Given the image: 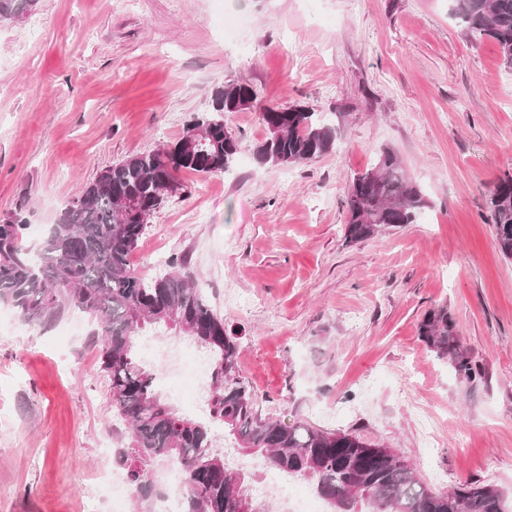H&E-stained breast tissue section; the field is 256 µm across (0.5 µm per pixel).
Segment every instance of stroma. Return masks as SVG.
<instances>
[{
  "label": "stroma",
  "mask_w": 512,
  "mask_h": 512,
  "mask_svg": "<svg viewBox=\"0 0 512 512\" xmlns=\"http://www.w3.org/2000/svg\"><path fill=\"white\" fill-rule=\"evenodd\" d=\"M38 0L0 23V218L24 210L38 242L103 169L178 139L224 83L256 99L225 121L243 139L232 174L178 175L131 256H186L239 342L263 416L304 420L394 449L431 489L471 481L512 497V259L486 195L512 173V71L469 38L450 0ZM303 103L336 124V149L258 166L267 105ZM397 150L431 201L416 223L347 243L353 175ZM208 214L204 224L194 214ZM446 307L481 371L461 381L418 325ZM91 319L50 326L0 306V512L110 508L124 422L107 406ZM160 401L211 425L189 388ZM433 427L421 442L419 416Z\"/></svg>",
  "instance_id": "obj_1"
}]
</instances>
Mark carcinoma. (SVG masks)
Segmentation results:
<instances>
[{"instance_id":"carcinoma-1","label":"carcinoma","mask_w":512,"mask_h":512,"mask_svg":"<svg viewBox=\"0 0 512 512\" xmlns=\"http://www.w3.org/2000/svg\"><path fill=\"white\" fill-rule=\"evenodd\" d=\"M34 3L0 0V21L29 14ZM452 12L473 38L492 39L512 69V0H453ZM255 98L248 84L228 82L216 90L208 111L190 117L180 138L101 171L61 209L35 258L26 244V214L19 210L1 218L0 305L12 307L34 327H46L73 310L95 323L108 406L129 425L117 461L132 487L135 512H151L149 503L158 495L152 465L164 460L184 471L180 512H243L246 504L249 512H263L247 490L243 469L224 461L215 433L161 403L153 374L133 358L135 337L158 323L210 353V416L234 438L237 450L311 484L328 512H506L495 488L469 482L437 493L392 448L303 421L262 416L240 374L238 343L194 281L187 260L176 256L171 271L151 278L133 268L131 256L147 228L137 221L139 210L155 208L165 183L181 171L228 172L241 142L224 139V115L249 108L247 102ZM261 120L266 136L253 148L261 167L305 165L336 148L331 121L305 105L268 108ZM428 207L398 153L387 147L373 167L350 182L343 202L345 240L363 242L413 224ZM487 209L496 247L512 259V174L489 189ZM419 335L464 381L481 376L456 338L447 309L429 310Z\"/></svg>"}]
</instances>
